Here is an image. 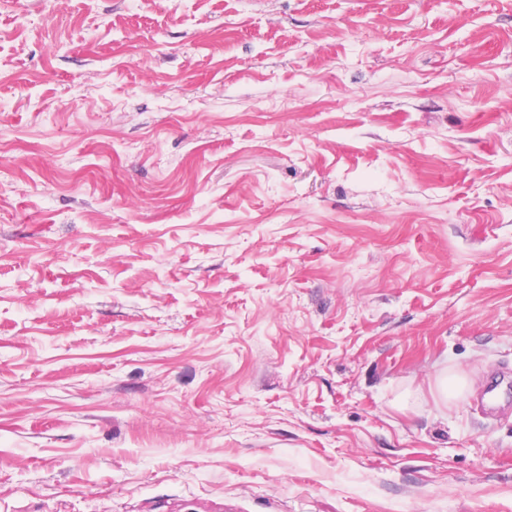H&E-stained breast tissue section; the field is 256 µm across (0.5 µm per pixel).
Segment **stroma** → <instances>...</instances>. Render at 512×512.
<instances>
[{"mask_svg": "<svg viewBox=\"0 0 512 512\" xmlns=\"http://www.w3.org/2000/svg\"><path fill=\"white\" fill-rule=\"evenodd\" d=\"M504 365L512 0H0V512H512ZM511 405L512 374L508 367H499L486 375L477 396L472 400V407L481 416L496 419Z\"/></svg>", "mask_w": 512, "mask_h": 512, "instance_id": "stroma-1", "label": "stroma"}]
</instances>
